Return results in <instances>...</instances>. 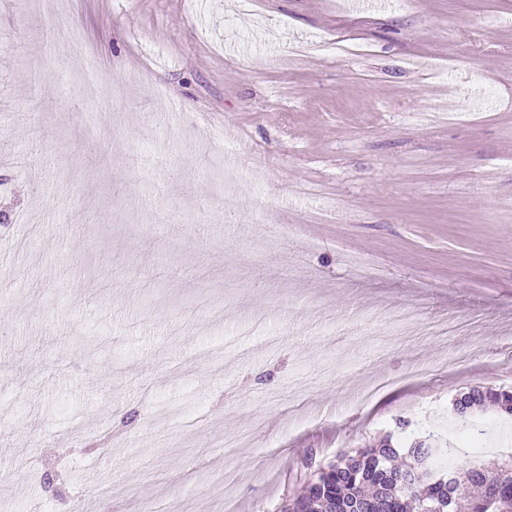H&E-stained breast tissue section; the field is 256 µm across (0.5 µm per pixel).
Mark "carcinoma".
Here are the masks:
<instances>
[{
  "instance_id": "1",
  "label": "carcinoma",
  "mask_w": 512,
  "mask_h": 512,
  "mask_svg": "<svg viewBox=\"0 0 512 512\" xmlns=\"http://www.w3.org/2000/svg\"><path fill=\"white\" fill-rule=\"evenodd\" d=\"M455 407L512 416V391L489 387L462 394ZM443 446L427 439L402 448L386 439L310 475L280 512H512V454L450 473L434 470Z\"/></svg>"
}]
</instances>
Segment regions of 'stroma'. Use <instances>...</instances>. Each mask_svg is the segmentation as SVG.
I'll list each match as a JSON object with an SVG mask.
<instances>
[{"mask_svg": "<svg viewBox=\"0 0 512 512\" xmlns=\"http://www.w3.org/2000/svg\"><path fill=\"white\" fill-rule=\"evenodd\" d=\"M355 2L0 0V512H279L512 388V0ZM461 417L473 408H492L505 416H512V391L489 387L473 388L463 393L455 402Z\"/></svg>", "mask_w": 512, "mask_h": 512, "instance_id": "obj_1", "label": "stroma"}]
</instances>
